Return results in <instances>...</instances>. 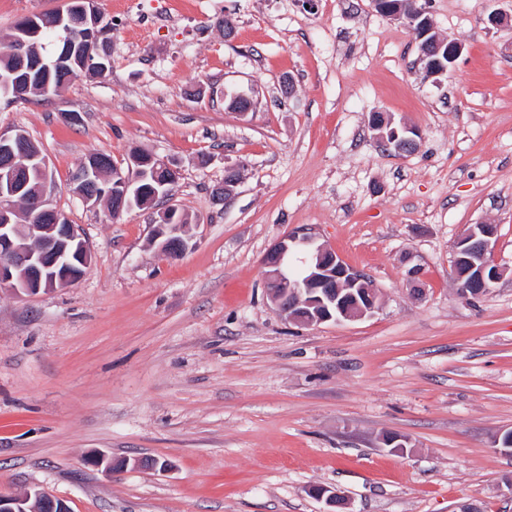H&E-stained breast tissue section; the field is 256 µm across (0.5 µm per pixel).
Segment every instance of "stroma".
Segmentation results:
<instances>
[{"mask_svg":"<svg viewBox=\"0 0 512 512\" xmlns=\"http://www.w3.org/2000/svg\"><path fill=\"white\" fill-rule=\"evenodd\" d=\"M64 2L0 0V48ZM421 2L463 46L436 80L372 0H93L109 71L0 104L91 253L73 285L0 289V492L70 512H329L320 488L339 512H512V22L487 23L512 0ZM239 92L243 116L224 107ZM376 113L417 150L379 146ZM135 152L178 170L171 201L113 220L70 191L90 155ZM228 168L240 184L214 201ZM170 203L177 258L154 243ZM478 223L507 273L473 298L452 254ZM302 228L368 277L372 316L274 310L263 258ZM175 209H177V207L173 205L169 206L166 209H164L159 215V220H163L160 223L164 224L166 222L165 224H168V234H163L157 238L161 239L165 237V239H162L160 241L158 248L159 252L165 256L174 255V251L182 253L186 248L185 242L181 239V237L178 236V234H180L182 231V226L180 224H183V226H185V224L188 223L185 214L178 210L177 212H175L170 221L167 222L168 217Z\"/></svg>","mask_w":512,"mask_h":512,"instance_id":"obj_1","label":"stroma"}]
</instances>
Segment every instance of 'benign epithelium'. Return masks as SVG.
I'll return each mask as SVG.
<instances>
[{
  "label": "benign epithelium",
  "instance_id": "benign-epithelium-1",
  "mask_svg": "<svg viewBox=\"0 0 512 512\" xmlns=\"http://www.w3.org/2000/svg\"><path fill=\"white\" fill-rule=\"evenodd\" d=\"M98 11L91 0H84L72 18H67L63 30L71 36L77 28L97 24ZM429 17L426 10L420 9L409 19L408 28L417 40L431 33L428 29ZM463 52L462 44L448 42V63L436 59L427 69V76L445 74ZM39 66H47L38 57L28 58L23 48H18L15 69L11 72L8 85L19 89L29 78V72ZM372 129L376 130L377 140L394 148L398 153L411 152L419 138V132L405 125L396 126L393 120L380 115L371 119ZM23 134L6 136L0 133V288H9L18 294L36 295L41 291L65 287L78 281L90 262V250L76 225L62 224L56 211L49 207L46 188L49 180L48 168L34 163L38 156L27 158V163H17L16 149ZM172 169L160 160L131 159L127 166L116 167L114 177L117 204L114 207L120 214L133 206L131 197L137 185L148 175H153L157 187L152 189V199L171 196L168 181L157 177L159 169ZM39 173L40 193L36 205L42 208L49 224L26 225L27 236H22L19 225L13 223V198L28 192L31 173ZM182 226L168 225V234L159 243V252L172 256L183 252L185 242L179 237ZM494 224H473L454 246L452 270L455 280L468 279L473 285L486 291L502 275V269L492 256L491 243L496 236ZM313 238L304 231H297L275 243L268 251L264 265L270 288V301L276 310L287 319L302 324H321L329 321H354L371 316L377 308V293L365 284L362 274L346 266L334 252L318 246L306 259L308 276L304 284L288 280V262L296 245H310ZM53 512H69L62 500H55L41 490L28 492L23 496L0 493V512H40L41 509Z\"/></svg>",
  "mask_w": 512,
  "mask_h": 512
}]
</instances>
